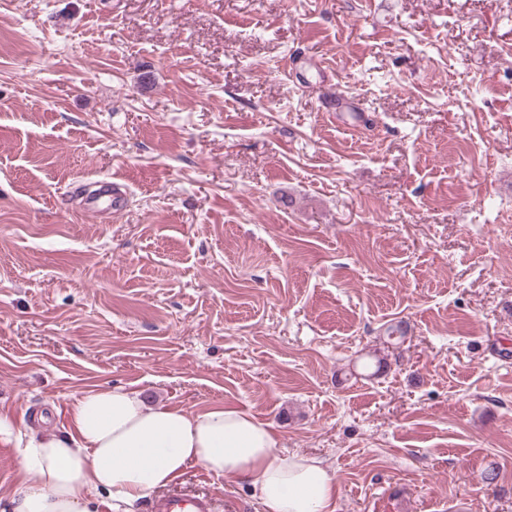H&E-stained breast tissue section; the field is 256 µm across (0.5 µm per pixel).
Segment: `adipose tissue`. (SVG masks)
<instances>
[{"label":"adipose tissue","mask_w":512,"mask_h":512,"mask_svg":"<svg viewBox=\"0 0 512 512\" xmlns=\"http://www.w3.org/2000/svg\"><path fill=\"white\" fill-rule=\"evenodd\" d=\"M69 419V434H27L11 512H88L95 492L132 506L195 465L246 483L261 512H328L337 494L323 460L274 456L273 427L239 409L150 406L112 387L78 397Z\"/></svg>","instance_id":"1"}]
</instances>
